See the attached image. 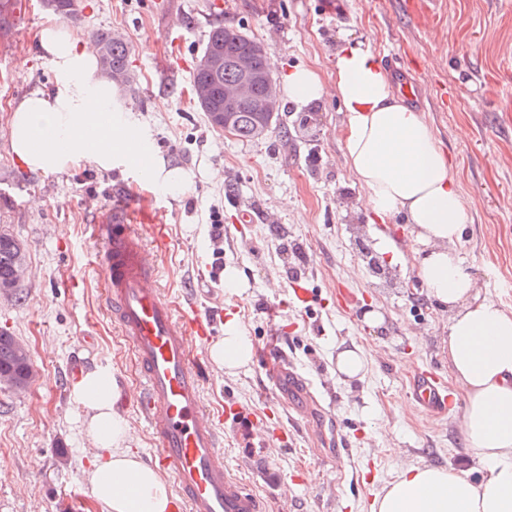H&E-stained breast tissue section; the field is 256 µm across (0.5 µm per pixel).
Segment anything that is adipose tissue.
Listing matches in <instances>:
<instances>
[{
	"label": "adipose tissue",
	"instance_id": "ef3b65f1",
	"mask_svg": "<svg viewBox=\"0 0 512 512\" xmlns=\"http://www.w3.org/2000/svg\"><path fill=\"white\" fill-rule=\"evenodd\" d=\"M55 73L52 91L12 107L11 143L21 164L43 173L88 160L111 169L138 166L156 188L177 190L187 177L159 163L151 140L135 128L102 75L92 41L53 23L37 34ZM336 93L347 114L344 155L363 189V207L383 222L405 214L429 250L417 274L430 298L451 314L448 366L464 393L466 448L480 477L433 464L402 467L374 496L372 512H512V311L479 296L456 248L471 217L422 112L402 104L371 50L343 40L335 56ZM214 364L232 375L249 367L254 344L241 322L226 319L211 344ZM113 375L87 371L75 388L85 434L98 450L87 474L92 498L109 512H170L172 489L162 472L129 448L128 420Z\"/></svg>",
	"mask_w": 512,
	"mask_h": 512
}]
</instances>
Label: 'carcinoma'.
I'll return each mask as SVG.
<instances>
[{"mask_svg":"<svg viewBox=\"0 0 512 512\" xmlns=\"http://www.w3.org/2000/svg\"><path fill=\"white\" fill-rule=\"evenodd\" d=\"M22 5V0H0V36L9 28L10 18ZM42 9L59 19L73 23L82 21L79 0H40ZM91 36L97 43L101 72L120 91L131 92L135 82L129 59L132 47L124 38L110 30L93 29ZM262 42L242 28L216 24L208 32L206 41L197 55L192 72L193 100L204 112L208 125L222 132L224 123V85L240 79V74L230 62L236 54L251 53L254 60L255 82L250 97L241 102L231 113L229 133L241 141L255 142L269 136L276 128L279 112L267 108V81L270 71L267 52L261 50ZM215 53L224 57V67L214 71L203 65L204 59ZM26 245L5 231H0V285L10 291L19 287L17 271L26 264ZM34 364L29 350L12 334L0 330V379L17 392L26 391L31 385Z\"/></svg>","mask_w":512,"mask_h":512,"instance_id":"obj_1","label":"carcinoma"}]
</instances>
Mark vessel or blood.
I'll list each match as a JSON object with an SVG mask.
<instances>
[{
    "label": "vessel or blood",
    "instance_id": "obj_1",
    "mask_svg": "<svg viewBox=\"0 0 512 512\" xmlns=\"http://www.w3.org/2000/svg\"><path fill=\"white\" fill-rule=\"evenodd\" d=\"M404 99L417 100L419 83L404 62L384 56ZM107 247L101 256L107 308L121 336L131 345L142 388L136 408L155 448L151 462L175 484L177 512H269L224 463L222 412L206 409L203 389L210 373L205 356L194 355L191 339L207 340L212 324L193 301L166 296L158 268L142 241L116 218L99 225ZM415 402L430 412L448 404L445 385L431 372L413 381Z\"/></svg>",
    "mask_w": 512,
    "mask_h": 512
}]
</instances>
